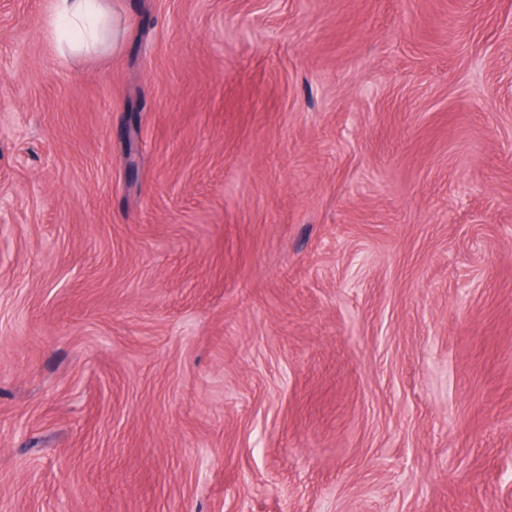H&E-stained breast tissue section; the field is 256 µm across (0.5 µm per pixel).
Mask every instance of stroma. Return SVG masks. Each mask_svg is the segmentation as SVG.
Instances as JSON below:
<instances>
[{
	"instance_id": "1",
	"label": "stroma",
	"mask_w": 512,
	"mask_h": 512,
	"mask_svg": "<svg viewBox=\"0 0 512 512\" xmlns=\"http://www.w3.org/2000/svg\"><path fill=\"white\" fill-rule=\"evenodd\" d=\"M0 0V512H512V0ZM109 19L104 0H53V25L59 43L71 52L97 48Z\"/></svg>"
}]
</instances>
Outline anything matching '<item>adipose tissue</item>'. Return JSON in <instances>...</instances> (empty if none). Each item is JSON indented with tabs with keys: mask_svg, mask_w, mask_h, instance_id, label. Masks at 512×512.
Returning <instances> with one entry per match:
<instances>
[{
	"mask_svg": "<svg viewBox=\"0 0 512 512\" xmlns=\"http://www.w3.org/2000/svg\"><path fill=\"white\" fill-rule=\"evenodd\" d=\"M109 19L104 0H53V25L59 43L75 53L97 48Z\"/></svg>",
	"mask_w": 512,
	"mask_h": 512,
	"instance_id": "obj_1",
	"label": "adipose tissue"
}]
</instances>
